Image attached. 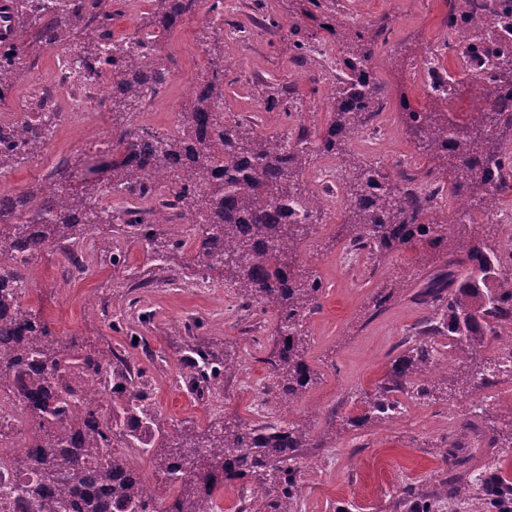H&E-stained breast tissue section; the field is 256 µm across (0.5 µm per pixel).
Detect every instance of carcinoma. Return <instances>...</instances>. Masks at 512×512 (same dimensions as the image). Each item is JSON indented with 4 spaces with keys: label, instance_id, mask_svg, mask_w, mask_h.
Masks as SVG:
<instances>
[{
    "label": "carcinoma",
    "instance_id": "carcinoma-1",
    "mask_svg": "<svg viewBox=\"0 0 512 512\" xmlns=\"http://www.w3.org/2000/svg\"><path fill=\"white\" fill-rule=\"evenodd\" d=\"M207 1L209 12L218 14L224 7L223 0H151L150 16L139 30L157 44ZM293 2L288 27L268 15L257 26L283 31L299 66L306 63L307 47L318 41L306 21H319L323 38H334L340 72L326 103L331 119L324 130L313 133L302 126L285 139L242 121H224V77L230 67L215 45L190 107L179 113L177 133L126 128L112 140V158L105 166L86 165L76 173L60 162L47 174L46 186L0 196V256L25 251L34 257L55 246L72 265L79 263L76 251L93 230L112 224V206L103 199L115 192L128 198L122 215L129 238L158 241L155 211L144 207L149 200L175 215L196 217L189 262L204 275L222 273L239 308L272 313L275 343L264 359L265 394L288 404L315 375L305 359L306 336L292 326L319 308L322 292L319 279L294 273L293 260L319 216L298 218L293 202L309 199L301 182L311 163L310 145L343 154L386 102L371 63L388 34L384 22L365 28L346 24L329 0ZM448 28L456 35L471 30L466 46L453 41L445 47L459 56L468 75L480 76L488 101L460 119L419 111L404 100V123L415 145L432 148L424 176L436 189L448 187L496 207L500 196L512 192V151L505 139L512 133V95L499 94L500 88L512 87V0H497L491 18L482 22L465 0H448ZM52 39L72 47L68 61L75 75L94 62L103 77H112L106 100L114 116L136 110L165 81L162 56L154 54L141 64L130 61L131 37L113 38L100 0H7L0 6V103L36 45L47 46ZM288 102L300 103L296 89L267 85L268 108ZM24 107L22 125L32 136L22 137L12 123L0 125V169L39 157L58 120L40 99ZM102 169L104 181L96 177ZM160 171L176 174L167 196L155 190L153 174ZM346 172L345 247L376 257L419 238L445 255L444 269L412 296L431 316L400 343L404 350L388 379L365 401L364 414L349 423L359 427L386 419L402 406L399 393L431 401L456 377L475 386L492 384L505 368L483 357L481 349L500 336L503 326L512 325V254L496 248V226L449 220L446 230L432 227L425 219L434 197L408 187L409 173L391 178L359 160ZM184 246L181 239L167 241L157 260L170 261L183 254ZM24 271L23 264L0 262V387L20 391L30 428L31 451L15 465L16 512L33 505L44 512H210L221 488L235 481L252 483L251 498L241 501L238 512H293L300 450L309 446L307 423L282 428L272 422H226L202 431L169 430L157 415L144 372L131 374L125 358L112 350L87 351L76 337L57 336L49 321L26 307L18 292ZM440 337L448 339L452 366L434 375ZM182 363L190 370L183 380L192 391L211 389L237 367L209 346L189 348ZM96 377L110 383L103 409L85 387ZM469 429L461 426L442 451L453 467L468 462L460 440ZM110 448H141L157 458L180 495L170 506L158 507L156 495L145 494L140 473L122 472V459L108 453ZM453 480L463 487L478 483L487 506L508 512L512 485L497 472L462 471ZM447 498L445 489L409 484L399 503L406 512H438Z\"/></svg>",
    "mask_w": 512,
    "mask_h": 512
}]
</instances>
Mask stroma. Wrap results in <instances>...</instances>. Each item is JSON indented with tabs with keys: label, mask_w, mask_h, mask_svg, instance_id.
Returning <instances> with one entry per match:
<instances>
[{
	"label": "stroma",
	"mask_w": 512,
	"mask_h": 512,
	"mask_svg": "<svg viewBox=\"0 0 512 512\" xmlns=\"http://www.w3.org/2000/svg\"><path fill=\"white\" fill-rule=\"evenodd\" d=\"M336 9L341 18L368 25L385 15L392 20L388 41L379 46L374 60L391 114V129L381 146L385 159L414 149L401 120V100L422 111L434 106L410 73V63L423 54L437 52L441 67L458 82L451 112L460 116L484 105V96L456 55L443 47L452 37L448 0H417L413 5L405 0H336ZM291 11L289 0H226L224 29L252 28L254 18L263 14L284 20ZM211 24L202 10L167 34L162 41L163 54L170 59L166 81L147 101L144 114L127 117L129 126H138L145 116L155 131L163 133L176 120L189 100L186 88L196 85L208 67L202 40ZM224 52L235 58L224 88L225 110L231 118L254 121L256 129L267 134L283 132L287 121L282 112L265 109L257 82H294L305 93L301 124L315 131L326 127L325 102L332 81L315 71L306 80H297L288 42L280 34L262 32L247 45L228 42ZM55 62L54 52L42 49L38 63L26 70L0 110H18L34 81L52 79ZM90 151L82 129L58 123L41 161L14 163L0 173V192L35 188L57 163H78ZM111 236L109 226L103 225L84 240V248L92 252L90 267L64 288L55 282L64 265L62 252L46 248L28 272L26 305L40 312L58 335L81 336L92 346L112 348L132 367L142 369L164 422L198 428L226 420L255 423L254 395L230 379L224 383L221 405L198 399L182 381L181 358L188 346L220 342L238 361L245 380L265 384L264 359L275 330L270 315L240 313L232 288L218 273L202 276L183 258L168 268L156 261L151 245L143 240L129 243L120 261L110 262L103 248ZM343 253L335 229L318 227L300 247L295 264L297 273L323 283L320 307L304 329L306 360L318 377L292 406L297 415L309 405L319 406L309 423L314 442L329 429L333 416L351 419L364 413L365 400L400 354V342L427 314L411 302V295L420 279L442 264L437 250L424 241L353 266L345 264ZM380 292L391 293L392 298L378 312L372 299ZM405 412L402 419L345 427L334 447L304 449L300 512H336L344 502L351 504L352 512H396L394 504L405 485L435 484L446 476L438 455L440 441L465 422L474 424L482 436L471 447L477 467L495 469L512 481V447L501 443L491 448L486 443L498 436L501 420L512 418L511 374L448 401L406 400Z\"/></svg>",
	"instance_id": "obj_1"
}]
</instances>
